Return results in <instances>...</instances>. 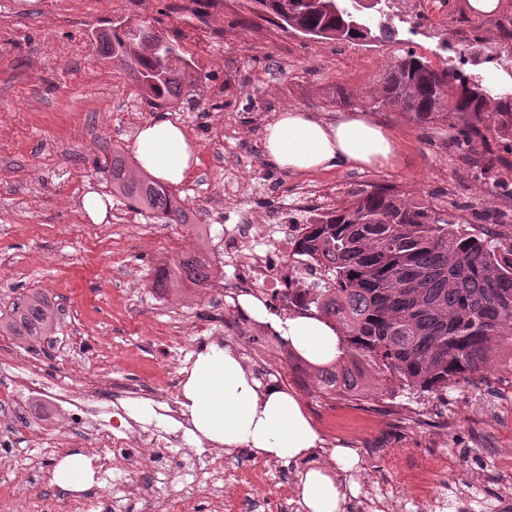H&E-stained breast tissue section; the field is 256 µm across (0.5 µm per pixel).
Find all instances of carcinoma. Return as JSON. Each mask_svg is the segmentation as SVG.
I'll return each instance as SVG.
<instances>
[{
  "mask_svg": "<svg viewBox=\"0 0 512 512\" xmlns=\"http://www.w3.org/2000/svg\"><path fill=\"white\" fill-rule=\"evenodd\" d=\"M256 14L305 36L347 42H385L390 29L372 27L361 0H251ZM97 33L105 58L123 65L144 97L169 107L190 94L202 73L177 41L138 19ZM369 106L406 112L425 124L455 119V145L477 144L493 157L487 134L512 141V92L493 93L483 78L461 68L437 69L408 51L378 79ZM112 194L147 211L159 224H186L184 201L169 186L136 169L118 152L109 165ZM298 252L329 264V277L308 303L338 332L340 354L313 365L311 375L334 395L349 370L357 390L375 373L397 376L422 393H445L461 380L482 376L490 364L512 362V236L473 233L446 210L417 203L391 187L375 186L305 224ZM212 278L203 253L156 270L153 287H204ZM59 309L41 292L24 295L0 315V335L31 347L50 335Z\"/></svg>",
  "mask_w": 512,
  "mask_h": 512,
  "instance_id": "1",
  "label": "carcinoma"
}]
</instances>
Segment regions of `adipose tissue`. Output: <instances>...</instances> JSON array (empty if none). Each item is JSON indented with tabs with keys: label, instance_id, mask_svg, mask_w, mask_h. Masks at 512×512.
Instances as JSON below:
<instances>
[{
	"label": "adipose tissue",
	"instance_id": "ef3b65f1",
	"mask_svg": "<svg viewBox=\"0 0 512 512\" xmlns=\"http://www.w3.org/2000/svg\"><path fill=\"white\" fill-rule=\"evenodd\" d=\"M133 151L140 168L169 185L182 183L198 163V146L170 113L160 112L139 127ZM263 155L291 172L339 167L394 165L399 147L385 124L368 112H341L328 120L301 108L284 109L263 134ZM291 346L312 363L338 354L336 331L313 316L275 324ZM180 405L193 440L289 462L308 456L320 438L298 399L276 384L261 385L233 350L211 346L195 360L182 386ZM333 467L312 469L300 479L305 512H344L356 483L342 485L343 474L359 470L360 458L349 448L331 452Z\"/></svg>",
	"mask_w": 512,
	"mask_h": 512
}]
</instances>
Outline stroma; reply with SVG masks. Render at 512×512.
Segmentation results:
<instances>
[{
  "label": "stroma",
  "instance_id": "obj_1",
  "mask_svg": "<svg viewBox=\"0 0 512 512\" xmlns=\"http://www.w3.org/2000/svg\"><path fill=\"white\" fill-rule=\"evenodd\" d=\"M250 6V0H0V312L38 290L79 317L75 324L60 319L55 338L33 350L0 335V353L18 368L36 362L58 380H163L152 333L195 336L216 291L193 286L163 303L153 288L155 271L196 248L224 274L211 241L241 207L255 223L287 224L297 217L301 192H318L328 208L376 184L438 204L474 233L512 236V223L480 218L487 209L512 208V198L474 176L450 148L447 124L381 113L401 147L399 164L388 169L291 174L261 152L264 128L276 113L299 107L334 116L338 108L328 97L337 87L365 104L382 70L405 52L437 68L457 64L464 46L497 53L503 37L494 17L472 14L468 0H428L420 12L389 18V41L348 43L292 32L260 19ZM125 17L176 39L210 76L197 95L171 110L199 147L196 171L176 188L189 214L185 224H158L146 213L126 222L120 217L125 201L111 195L106 157L116 150L131 154L137 129L156 113L124 66L103 58L92 37ZM236 183L242 191L230 192ZM91 189L111 201L99 224L81 205ZM386 391L378 382L357 404L308 383L293 390L321 438V452L343 446L359 455L350 481L404 496L480 497L496 486L512 489V473L498 484L489 481L498 459L512 458V367L450 385L443 395L403 391L398 408L382 411ZM420 402L428 406L422 419L413 412ZM34 426L28 418L18 427L13 455L0 466V487L27 485L32 499L44 485L29 476L45 463L30 440ZM246 459L264 463L249 449L228 450L222 469L176 475L160 495L177 499L192 487L196 512H213L216 497L230 498L233 512H255L258 480L238 472Z\"/></svg>",
  "mask_w": 512,
  "mask_h": 512
}]
</instances>
